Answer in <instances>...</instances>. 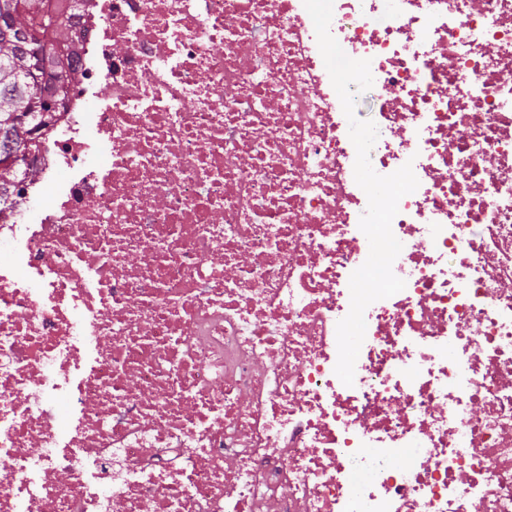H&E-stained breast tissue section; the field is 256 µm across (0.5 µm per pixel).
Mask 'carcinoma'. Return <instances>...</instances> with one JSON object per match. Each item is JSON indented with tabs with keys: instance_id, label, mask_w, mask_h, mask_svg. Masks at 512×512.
Listing matches in <instances>:
<instances>
[{
	"instance_id": "cac0c4a2",
	"label": "carcinoma",
	"mask_w": 512,
	"mask_h": 512,
	"mask_svg": "<svg viewBox=\"0 0 512 512\" xmlns=\"http://www.w3.org/2000/svg\"><path fill=\"white\" fill-rule=\"evenodd\" d=\"M73 0H0V158L27 148L41 128L53 119L57 98L32 83L27 71L39 64L52 82L64 88L77 79L73 64L57 69L53 49L36 60L30 54L32 32L39 30L50 44L71 49L64 18ZM37 171L21 176L0 172V193L8 187L35 179Z\"/></svg>"
}]
</instances>
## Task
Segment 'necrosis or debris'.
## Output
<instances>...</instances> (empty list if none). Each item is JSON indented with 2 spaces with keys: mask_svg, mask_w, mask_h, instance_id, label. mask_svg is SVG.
Here are the masks:
<instances>
[{
  "mask_svg": "<svg viewBox=\"0 0 512 512\" xmlns=\"http://www.w3.org/2000/svg\"><path fill=\"white\" fill-rule=\"evenodd\" d=\"M67 23L0 220V512H512V0H333L370 163L419 182L350 386L368 198L303 0Z\"/></svg>",
  "mask_w": 512,
  "mask_h": 512,
  "instance_id": "1",
  "label": "necrosis or debris"
}]
</instances>
